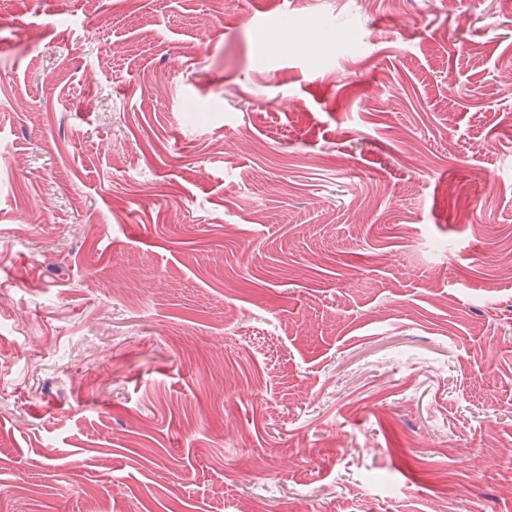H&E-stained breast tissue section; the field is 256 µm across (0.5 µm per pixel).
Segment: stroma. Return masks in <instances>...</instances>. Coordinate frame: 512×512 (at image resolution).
Masks as SVG:
<instances>
[{
	"label": "stroma",
	"mask_w": 512,
	"mask_h": 512,
	"mask_svg": "<svg viewBox=\"0 0 512 512\" xmlns=\"http://www.w3.org/2000/svg\"><path fill=\"white\" fill-rule=\"evenodd\" d=\"M511 67L504 0H0V512H512Z\"/></svg>",
	"instance_id": "1"
}]
</instances>
